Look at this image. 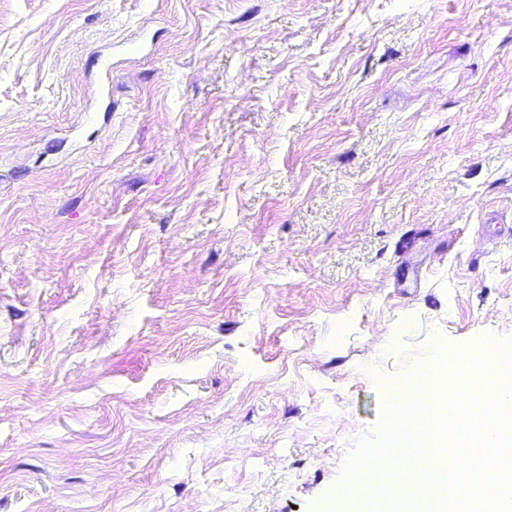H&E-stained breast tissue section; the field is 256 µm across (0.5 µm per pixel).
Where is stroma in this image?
I'll use <instances>...</instances> for the list:
<instances>
[{
    "instance_id": "35a3bbf8",
    "label": "stroma",
    "mask_w": 512,
    "mask_h": 512,
    "mask_svg": "<svg viewBox=\"0 0 512 512\" xmlns=\"http://www.w3.org/2000/svg\"><path fill=\"white\" fill-rule=\"evenodd\" d=\"M437 335L512 339V0H0V512H321Z\"/></svg>"
}]
</instances>
